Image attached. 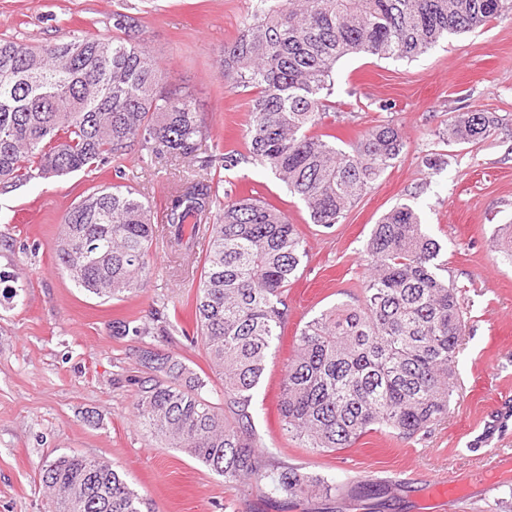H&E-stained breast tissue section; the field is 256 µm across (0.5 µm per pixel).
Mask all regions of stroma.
<instances>
[{
  "label": "stroma",
  "instance_id": "obj_1",
  "mask_svg": "<svg viewBox=\"0 0 512 512\" xmlns=\"http://www.w3.org/2000/svg\"><path fill=\"white\" fill-rule=\"evenodd\" d=\"M249 0H0V39L34 45L72 33H109L112 14L140 20L136 37L168 71L169 87L189 92L208 131L207 147H241L251 120V89L225 84L226 41L244 29ZM325 131L352 150L357 135L378 124L398 127L405 147L333 228L311 223L304 203L267 167L247 159L215 176L219 195H253L284 211L304 236L308 258L288 287V321L255 390V427L273 462L339 484L384 487L380 509L343 496L333 512H442L425 495L431 479L467 485L464 512H512V468H495L490 449H512V262L491 245L512 225V17L450 36L412 60L366 55L341 58L333 74ZM495 112L509 130L478 144L446 142L458 112ZM441 155L440 170L425 158ZM125 184L154 209L165 207L188 166L148 164L139 152L121 162ZM112 166L50 180L33 179L0 194V274L15 278L19 296H0V512H45L43 460L78 453L122 470L146 495L152 512H320L314 497L280 504L262 484L225 483L175 448H163L133 413L139 351L189 358L182 330L195 323L186 295L197 285L204 249L186 257L160 230L142 292L104 302L75 287L58 266L54 241L67 211L97 186L112 183ZM405 203L441 246V274L460 290L466 332L457 358V391L447 419L404 440L370 432L352 447L310 454L286 436L278 401L292 340L305 322L340 301L355 302L367 276L365 250L384 213ZM169 322L165 336H117L114 320Z\"/></svg>",
  "mask_w": 512,
  "mask_h": 512
}]
</instances>
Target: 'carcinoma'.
<instances>
[{"instance_id":"obj_1","label":"carcinoma","mask_w":512,"mask_h":512,"mask_svg":"<svg viewBox=\"0 0 512 512\" xmlns=\"http://www.w3.org/2000/svg\"><path fill=\"white\" fill-rule=\"evenodd\" d=\"M512 15V0H254L251 21L224 45V82L254 87L246 157L271 168L302 200L311 223L331 229L404 148L400 130L379 124L350 152L311 129L326 118L336 62L349 54L412 59L450 35ZM135 18L113 15L110 34L31 45L0 39V191L120 161L133 148L150 158L197 159L207 129L190 94L164 87L167 72L133 41ZM496 112H459L448 141L477 144L502 130ZM176 184L161 223L192 255L190 221L214 219L204 271L188 304L210 373L182 357L140 350L135 417L176 448L237 484L269 480L272 496L321 499L353 489L284 466L269 475L256 441L254 390L288 319V284L306 257L285 212L251 198L218 200L211 169ZM152 205L119 183L101 185L57 228L58 265L103 301L142 291L150 273ZM441 247L407 204L386 213L366 246L360 303L338 302L294 336L280 400L281 427L311 454L351 447L387 428L411 439L448 416L466 323L460 290L439 275ZM117 336H151L130 320ZM224 381L209 397L210 375ZM48 512H149L146 498L110 462L61 454L42 463Z\"/></svg>"}]
</instances>
